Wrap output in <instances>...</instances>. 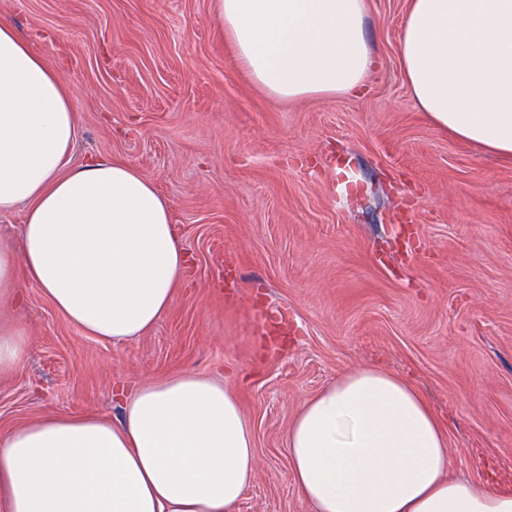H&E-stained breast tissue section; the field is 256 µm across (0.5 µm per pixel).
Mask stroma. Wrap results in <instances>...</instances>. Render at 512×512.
<instances>
[{"label": "stroma", "mask_w": 512, "mask_h": 512, "mask_svg": "<svg viewBox=\"0 0 512 512\" xmlns=\"http://www.w3.org/2000/svg\"><path fill=\"white\" fill-rule=\"evenodd\" d=\"M367 5L366 87L285 101L252 81L214 0H0L71 89L72 165L137 168L190 256L170 309L120 343L21 281L6 315L31 348L0 374V434L56 414L116 423V383L211 373L255 436L236 512H313L288 426L337 375L376 365L429 401L459 474L512 485V159L417 110L398 54L410 0Z\"/></svg>", "instance_id": "stroma-1"}]
</instances>
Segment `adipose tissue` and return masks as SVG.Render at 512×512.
<instances>
[{
  "mask_svg": "<svg viewBox=\"0 0 512 512\" xmlns=\"http://www.w3.org/2000/svg\"><path fill=\"white\" fill-rule=\"evenodd\" d=\"M252 80L288 100L354 94L376 59L367 0H215ZM415 106L459 140L512 157V0H410L399 36ZM70 93L0 20V306L25 271L69 323L100 340L144 334L188 264L169 209L135 167L73 166ZM30 340L0 319V373ZM121 422L51 415L0 435V512H234L257 469L233 393L199 373L123 393ZM293 479L314 512H512V488L457 477L448 435L412 383L378 367L332 380L288 429Z\"/></svg>",
  "mask_w": 512,
  "mask_h": 512,
  "instance_id": "adipose-tissue-1",
  "label": "adipose tissue"
}]
</instances>
